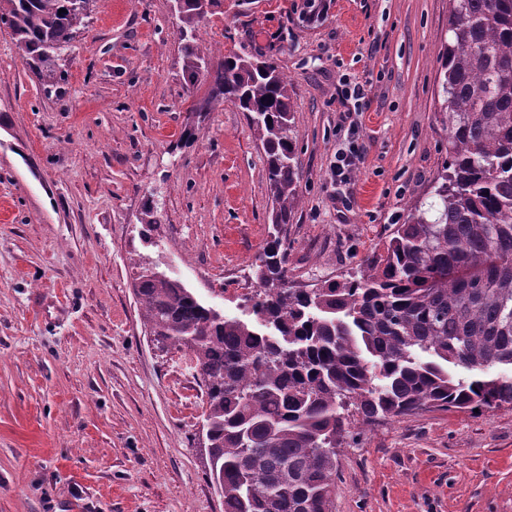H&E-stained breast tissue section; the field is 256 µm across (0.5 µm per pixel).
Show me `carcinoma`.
Returning a JSON list of instances; mask_svg holds the SVG:
<instances>
[{
    "mask_svg": "<svg viewBox=\"0 0 512 512\" xmlns=\"http://www.w3.org/2000/svg\"><path fill=\"white\" fill-rule=\"evenodd\" d=\"M184 76L208 82L195 112L230 101L259 135L273 203L257 257L254 319L203 304L139 265L141 315L164 349H187L205 387L209 479L224 512H332L336 448L358 413L512 403V0H449L438 60L448 159L383 249L341 281H288L283 232L299 202L288 78L276 59L199 45L197 0H173ZM65 12H59V9ZM86 15L75 0H0L49 90Z\"/></svg>",
    "mask_w": 512,
    "mask_h": 512,
    "instance_id": "1",
    "label": "carcinoma"
}]
</instances>
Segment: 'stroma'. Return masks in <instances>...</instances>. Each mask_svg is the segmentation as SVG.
I'll use <instances>...</instances> for the list:
<instances>
[{"instance_id": "1", "label": "stroma", "mask_w": 512, "mask_h": 512, "mask_svg": "<svg viewBox=\"0 0 512 512\" xmlns=\"http://www.w3.org/2000/svg\"><path fill=\"white\" fill-rule=\"evenodd\" d=\"M303 4L218 0L199 33L288 76V268L308 289L355 271L431 196L448 0H325L311 25ZM65 59L44 90L0 25V512H224L198 443L204 388L187 351L158 349L135 278L149 263L243 316L271 222L264 152L233 103L191 111L206 84L183 75L172 0H93ZM348 79L369 80L365 111L342 98ZM352 125L363 161L340 191ZM351 432L333 512H512V404Z\"/></svg>"}]
</instances>
